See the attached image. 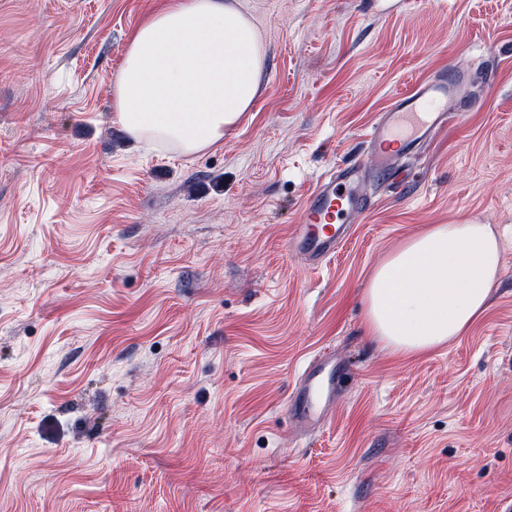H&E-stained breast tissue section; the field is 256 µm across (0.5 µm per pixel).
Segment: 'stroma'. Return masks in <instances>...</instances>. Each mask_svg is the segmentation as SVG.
<instances>
[{"mask_svg":"<svg viewBox=\"0 0 512 512\" xmlns=\"http://www.w3.org/2000/svg\"><path fill=\"white\" fill-rule=\"evenodd\" d=\"M162 0H0V512H499L512 498V0H240L267 56L238 126L187 158L112 119ZM470 66L479 101L368 176L335 256L286 250L393 96ZM470 217L489 309L408 357L370 336L373 269ZM347 379L312 431L305 364ZM336 374V354L322 353L310 360L300 372L290 392L294 419L299 425L318 423L317 413H324L331 392V377ZM327 379V383L325 379Z\"/></svg>","mask_w":512,"mask_h":512,"instance_id":"obj_1","label":"stroma"}]
</instances>
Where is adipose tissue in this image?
<instances>
[{
	"mask_svg": "<svg viewBox=\"0 0 512 512\" xmlns=\"http://www.w3.org/2000/svg\"><path fill=\"white\" fill-rule=\"evenodd\" d=\"M265 67L261 33L237 0H168L124 48L114 121L149 147L197 155L249 111ZM499 263L490 225H432L373 270L371 335L412 357L450 345L489 307Z\"/></svg>",
	"mask_w": 512,
	"mask_h": 512,
	"instance_id": "1",
	"label": "adipose tissue"
}]
</instances>
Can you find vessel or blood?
Instances as JSON below:
<instances>
[{"instance_id":"1","label":"vessel or blood","mask_w":512,"mask_h":512,"mask_svg":"<svg viewBox=\"0 0 512 512\" xmlns=\"http://www.w3.org/2000/svg\"><path fill=\"white\" fill-rule=\"evenodd\" d=\"M468 79L461 69H444L435 81L398 93L367 135L373 169L390 173L420 143L458 125L464 113L475 107L466 97ZM367 171L357 161L322 177L318 192L306 201L287 239L290 251L302 254L316 266L335 254L350 234V218L360 209L359 185ZM335 373L336 356L330 352L313 358L300 372L290 392L298 424L316 423L324 411L322 400L331 392L328 380Z\"/></svg>"}]
</instances>
